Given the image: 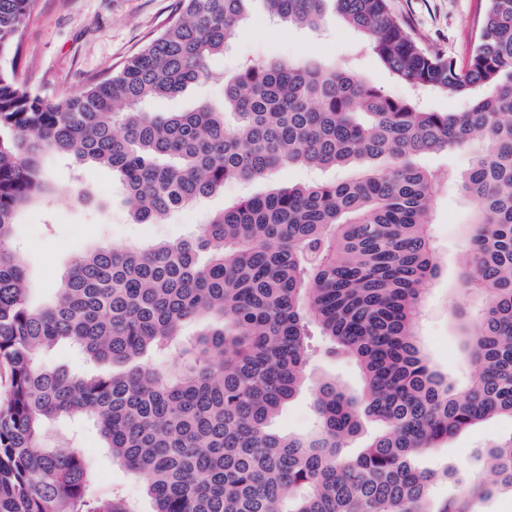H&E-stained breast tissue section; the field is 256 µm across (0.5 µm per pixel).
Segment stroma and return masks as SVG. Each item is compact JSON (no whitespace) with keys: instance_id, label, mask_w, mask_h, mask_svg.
Returning a JSON list of instances; mask_svg holds the SVG:
<instances>
[{"instance_id":"35a3bbf8","label":"stroma","mask_w":512,"mask_h":512,"mask_svg":"<svg viewBox=\"0 0 512 512\" xmlns=\"http://www.w3.org/2000/svg\"><path fill=\"white\" fill-rule=\"evenodd\" d=\"M176 4L177 0H38L24 30L20 72L48 99L78 92L91 78L111 71L157 34ZM392 4L427 44L457 62L466 61L480 0H392ZM301 57L349 69L393 97L411 94L410 87L390 74L334 12L326 13L320 28H300L280 22L262 0H253L223 54L212 60L218 81L190 87L175 98L156 100L152 107L161 113L192 110L201 102L221 99L225 80L237 75L243 64ZM44 169L57 192L25 208L14 229L29 272L30 296L38 304L53 299L74 256L86 247L103 243L146 246L183 239L242 197L311 178L305 169L293 167L263 182H228L222 191L171 213L163 223L138 224L111 171L55 157L45 159ZM472 210V203L462 197L457 183L440 182L434 193L430 230L443 273L434 282L418 323V333L434 364L459 383L474 373L471 362L461 353V337L453 317L455 307L465 301L457 259ZM309 374L336 379L354 394L362 390L360 369L348 358L317 356L309 364ZM273 426L286 435L312 432L315 412L310 389H302L290 400ZM511 433L512 420L506 418L477 425L449 440L446 447L424 456L420 464L425 468L454 464L463 468L471 481H489L490 475L477 455L492 440ZM45 441L54 447L84 450L96 467L98 495L107 497L118 489L137 500L141 512H151L153 505L143 480L113 462L91 424L52 422L45 428Z\"/></svg>"}]
</instances>
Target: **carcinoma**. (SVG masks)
Wrapping results in <instances>:
<instances>
[{
  "instance_id": "obj_1",
  "label": "carcinoma",
  "mask_w": 512,
  "mask_h": 512,
  "mask_svg": "<svg viewBox=\"0 0 512 512\" xmlns=\"http://www.w3.org/2000/svg\"><path fill=\"white\" fill-rule=\"evenodd\" d=\"M36 2L0 0V57L20 51ZM246 2L178 0L137 54L54 100L16 63L0 65V365L10 374L0 512H138L118 491L95 494L84 453L45 445L44 426L59 417L94 421L112 458L145 478L153 512H474L476 499L512 494V433L481 453L489 484L416 464L482 422L512 419V0H488L462 67L424 44L390 0H265L279 20L310 28L332 4L398 80L463 98L461 111H426L308 58L248 64L221 100L193 112L147 109L212 79ZM472 147L460 180L473 204L460 260L472 308L454 314L478 373L458 386L417 331L441 272L430 234L441 176L416 159ZM47 152L111 170L139 224L228 181L297 166L357 170L244 197L189 239L88 249L55 299L35 306L13 235L18 212L50 190ZM203 319L181 344L183 326ZM313 326L325 353L357 362L359 397L333 379L310 381ZM61 343L112 371L43 364ZM307 383L317 429L274 430ZM366 419L379 431L345 455ZM446 482L457 494L436 499Z\"/></svg>"
}]
</instances>
